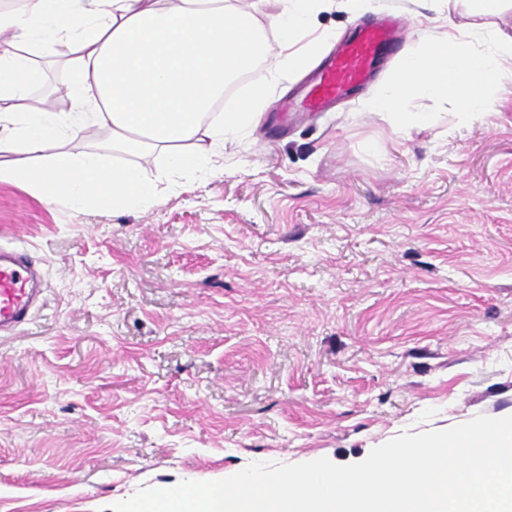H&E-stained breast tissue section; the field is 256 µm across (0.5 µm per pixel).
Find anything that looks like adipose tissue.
<instances>
[{"label":"adipose tissue","mask_w":512,"mask_h":512,"mask_svg":"<svg viewBox=\"0 0 512 512\" xmlns=\"http://www.w3.org/2000/svg\"><path fill=\"white\" fill-rule=\"evenodd\" d=\"M274 2L263 22L241 0H26L22 9L0 12V152L21 156L0 164V182L27 186L47 202L125 211L160 194L158 179L135 166L136 157L161 155L170 175L212 170L215 153L245 135L268 100L257 87L235 110L212 116L229 83L270 51L303 72L327 50L330 36L317 19L330 0ZM445 2L447 14L422 17L417 48L365 102L394 130L426 99L473 116L503 104L495 88L512 37L499 20L512 0ZM461 8L470 18L463 27L452 20ZM480 33L492 36L494 50L476 49ZM49 60L62 61L67 72L69 111L28 103ZM92 128L109 129L113 153L127 163L67 149Z\"/></svg>","instance_id":"1"}]
</instances>
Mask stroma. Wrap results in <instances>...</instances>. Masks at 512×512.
<instances>
[{
	"label": "stroma",
	"mask_w": 512,
	"mask_h": 512,
	"mask_svg": "<svg viewBox=\"0 0 512 512\" xmlns=\"http://www.w3.org/2000/svg\"><path fill=\"white\" fill-rule=\"evenodd\" d=\"M250 136L115 212L0 182V244L43 271L0 333V512H102L255 461H363L512 416V79L396 133L355 88L289 112L265 58Z\"/></svg>",
	"instance_id": "obj_1"
}]
</instances>
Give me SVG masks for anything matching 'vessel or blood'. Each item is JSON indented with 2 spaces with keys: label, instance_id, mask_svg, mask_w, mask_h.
Instances as JSON below:
<instances>
[{
  "label": "vessel or blood",
  "instance_id": "obj_1",
  "mask_svg": "<svg viewBox=\"0 0 512 512\" xmlns=\"http://www.w3.org/2000/svg\"><path fill=\"white\" fill-rule=\"evenodd\" d=\"M392 41L385 23L363 22L351 40L342 44L309 93V106L318 110L345 96L369 78L380 51ZM37 273L24 253L0 251V331L27 324L35 306Z\"/></svg>",
  "mask_w": 512,
  "mask_h": 512
}]
</instances>
